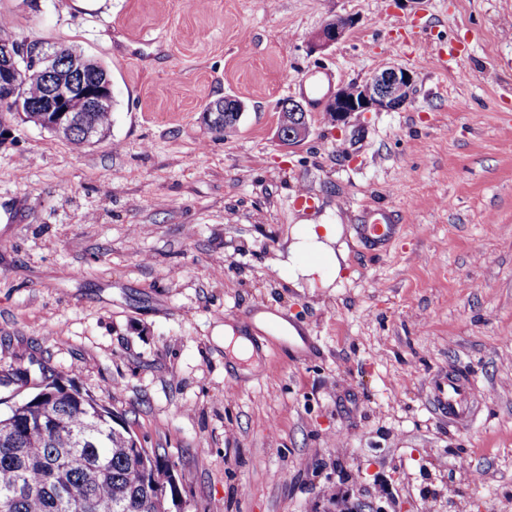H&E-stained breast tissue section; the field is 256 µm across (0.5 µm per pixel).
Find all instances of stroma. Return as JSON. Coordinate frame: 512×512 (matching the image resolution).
<instances>
[{
  "instance_id": "35a3bbf8",
  "label": "stroma",
  "mask_w": 512,
  "mask_h": 512,
  "mask_svg": "<svg viewBox=\"0 0 512 512\" xmlns=\"http://www.w3.org/2000/svg\"><path fill=\"white\" fill-rule=\"evenodd\" d=\"M0 23L108 66L114 92L92 143L5 117L0 377L32 383L0 397L33 394L43 365L71 380L171 461L172 512H323L333 493L512 512V0H0ZM390 66L414 75L400 110L338 127L312 101ZM227 96L244 113L225 139L202 116ZM290 99L313 133L286 151ZM376 207L397 226L381 251L359 234ZM302 223L343 227L332 288L278 267ZM224 324L256 345L251 376ZM441 369L478 390L466 425L430 410ZM354 24L352 18L340 17L325 23L311 38L316 49H327L340 41L347 29Z\"/></svg>"
}]
</instances>
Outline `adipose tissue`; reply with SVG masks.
I'll use <instances>...</instances> for the list:
<instances>
[{
    "instance_id": "adipose-tissue-1",
    "label": "adipose tissue",
    "mask_w": 512,
    "mask_h": 512,
    "mask_svg": "<svg viewBox=\"0 0 512 512\" xmlns=\"http://www.w3.org/2000/svg\"><path fill=\"white\" fill-rule=\"evenodd\" d=\"M343 227L339 224H299L292 231V241L283 266L292 283H320L331 287L330 279L322 272L330 267H340L347 256L342 240Z\"/></svg>"
}]
</instances>
